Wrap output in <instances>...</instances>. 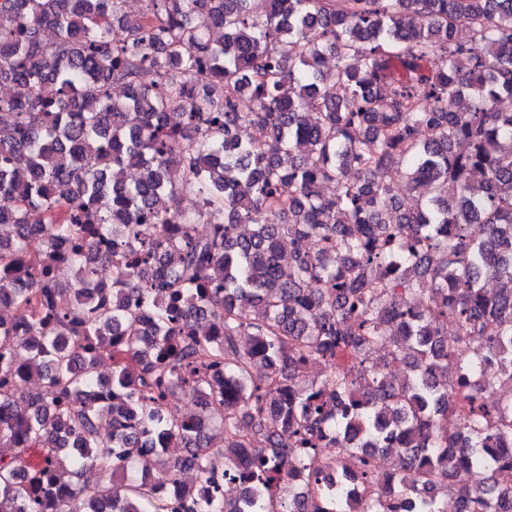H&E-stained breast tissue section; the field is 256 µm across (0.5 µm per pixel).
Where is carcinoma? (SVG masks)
Wrapping results in <instances>:
<instances>
[{
  "label": "carcinoma",
  "instance_id": "obj_1",
  "mask_svg": "<svg viewBox=\"0 0 512 512\" xmlns=\"http://www.w3.org/2000/svg\"><path fill=\"white\" fill-rule=\"evenodd\" d=\"M123 7L0 0V512H351L320 449L368 485L394 443L422 480L397 472L361 512H493L512 497V0ZM380 344L407 378L372 370ZM215 423L242 502L208 491ZM186 468L201 485L177 506L144 478Z\"/></svg>",
  "mask_w": 512,
  "mask_h": 512
}]
</instances>
